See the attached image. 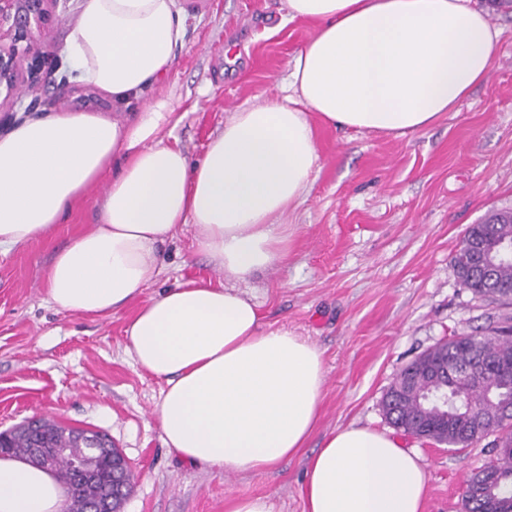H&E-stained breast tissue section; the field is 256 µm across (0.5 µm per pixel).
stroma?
<instances>
[{
	"label": "stroma",
	"instance_id": "35a3bbf8",
	"mask_svg": "<svg viewBox=\"0 0 512 512\" xmlns=\"http://www.w3.org/2000/svg\"><path fill=\"white\" fill-rule=\"evenodd\" d=\"M185 45L164 85L185 117L174 135L191 160L232 113L279 94L313 24L287 21L285 0H182ZM502 29L491 72L457 111L430 129L398 136L314 121L319 163L304 201L282 218L296 231L288 260L248 291L266 325L285 327L321 351L319 420L302 451L274 470L227 474L166 448L153 416L163 382L133 365L124 328L140 308L97 318L56 311L45 272L70 240L91 230L98 184L49 236L0 252V431L34 418L106 433L133 475L122 512H226L242 496H266L275 512H303L310 457L335 430L366 425L417 450L428 474L424 512H462L467 478L493 457L492 437L451 448L393 429L383 395L421 353L452 337L502 326L512 303L475 296L451 268L467 228L492 209L512 210V5L476 0ZM82 0H58L38 91L0 108V134L26 115L95 112L61 87L65 37ZM32 113H25V106ZM193 227L163 244L164 271L146 296L186 280H217L193 246Z\"/></svg>",
	"mask_w": 512,
	"mask_h": 512
}]
</instances>
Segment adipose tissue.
Here are the masks:
<instances>
[{"mask_svg":"<svg viewBox=\"0 0 512 512\" xmlns=\"http://www.w3.org/2000/svg\"><path fill=\"white\" fill-rule=\"evenodd\" d=\"M316 35L293 59L290 96L240 109L191 161L183 121L155 88L173 70L187 12L180 0H83L65 42L78 81L111 112L57 111L0 135V249L51 232L105 183L94 228L45 273L57 310L109 317L162 273L160 245L186 225L221 283L190 280L150 297L125 329L126 352L164 388L153 414L167 448L195 466L262 473L314 430L322 354L264 326L244 291L283 263L280 218L318 164L312 118L398 136L431 128L488 76L499 28L470 0H286ZM303 512H423L421 456L385 432L349 425L311 457ZM66 490L25 458L0 457V512H63Z\"/></svg>","mask_w":512,"mask_h":512,"instance_id":"1","label":"adipose tissue"}]
</instances>
